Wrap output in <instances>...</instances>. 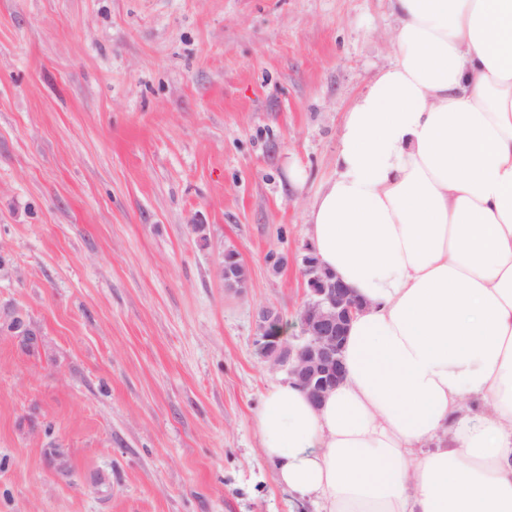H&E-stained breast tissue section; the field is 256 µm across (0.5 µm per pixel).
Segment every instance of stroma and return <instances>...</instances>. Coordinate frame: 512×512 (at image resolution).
<instances>
[{
  "label": "stroma",
  "instance_id": "stroma-1",
  "mask_svg": "<svg viewBox=\"0 0 512 512\" xmlns=\"http://www.w3.org/2000/svg\"><path fill=\"white\" fill-rule=\"evenodd\" d=\"M395 25L390 0H0V311L41 336L0 331V512H312L260 455L285 370L257 314L300 333L305 207ZM218 277L224 282V288L242 292L249 286V273L247 268L240 263L235 252H224L223 260L217 267ZM1 329H6L13 336L19 338L22 344H27L25 348H33V345L40 343V338L36 331L32 330L26 324L25 318L20 312L14 311L7 314L6 317L1 316ZM46 466L61 480L72 467V459L63 448H48L45 456Z\"/></svg>",
  "mask_w": 512,
  "mask_h": 512
}]
</instances>
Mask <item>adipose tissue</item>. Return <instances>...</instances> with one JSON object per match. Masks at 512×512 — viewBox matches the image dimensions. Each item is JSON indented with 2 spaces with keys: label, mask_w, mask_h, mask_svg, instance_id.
I'll list each match as a JSON object with an SVG mask.
<instances>
[{
  "label": "adipose tissue",
  "mask_w": 512,
  "mask_h": 512,
  "mask_svg": "<svg viewBox=\"0 0 512 512\" xmlns=\"http://www.w3.org/2000/svg\"><path fill=\"white\" fill-rule=\"evenodd\" d=\"M395 57L343 118L306 208L366 308L345 378L254 415L316 512H512V0H390Z\"/></svg>",
  "instance_id": "ef3b65f1"
}]
</instances>
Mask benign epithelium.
I'll use <instances>...</instances> for the list:
<instances>
[{
    "mask_svg": "<svg viewBox=\"0 0 512 512\" xmlns=\"http://www.w3.org/2000/svg\"><path fill=\"white\" fill-rule=\"evenodd\" d=\"M303 266L308 298L299 311L300 334L291 342L286 340V325L280 313L264 308L258 314L256 346L267 361L285 368L288 377L317 405L344 377L342 346L350 322L365 303L324 269L313 253L304 256ZM217 275L227 289L241 292L249 286L248 270L231 250L224 252ZM0 324L24 344L40 343L37 332L17 311L1 318ZM45 463L60 479L72 467V459L63 448L48 449Z\"/></svg>",
    "mask_w": 512,
    "mask_h": 512,
    "instance_id": "7a95c632",
    "label": "benign epithelium"
}]
</instances>
